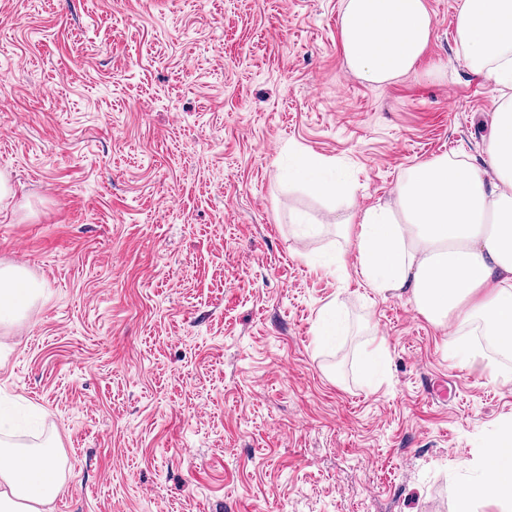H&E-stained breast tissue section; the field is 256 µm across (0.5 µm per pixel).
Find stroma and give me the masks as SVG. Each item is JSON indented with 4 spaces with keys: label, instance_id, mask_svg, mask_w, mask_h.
<instances>
[{
    "label": "stroma",
    "instance_id": "35a3bbf8",
    "mask_svg": "<svg viewBox=\"0 0 512 512\" xmlns=\"http://www.w3.org/2000/svg\"><path fill=\"white\" fill-rule=\"evenodd\" d=\"M458 2L425 0V52L375 85L344 0H0V267L42 290L0 327V412L53 443L52 512H512L460 496L512 428V357H451L340 226L485 160L512 87L470 67ZM300 153L353 195L292 177Z\"/></svg>",
    "mask_w": 512,
    "mask_h": 512
}]
</instances>
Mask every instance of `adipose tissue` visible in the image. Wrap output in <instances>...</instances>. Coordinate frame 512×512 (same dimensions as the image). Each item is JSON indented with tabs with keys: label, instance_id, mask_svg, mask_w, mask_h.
<instances>
[{
	"label": "adipose tissue",
	"instance_id": "obj_1",
	"mask_svg": "<svg viewBox=\"0 0 512 512\" xmlns=\"http://www.w3.org/2000/svg\"><path fill=\"white\" fill-rule=\"evenodd\" d=\"M424 0H345L344 58L368 82L384 84L413 69L431 37ZM465 57L512 84V0H461L455 19ZM485 167L439 158L413 168L396 188L397 210L373 207L360 223L343 221L361 272L378 293L411 294L417 309L488 320L512 349V102L496 114ZM40 294L17 267H0V326L20 322ZM13 424L0 414V512H47L64 471L56 454L8 444ZM462 499L512 493V445L491 440Z\"/></svg>",
	"mask_w": 512,
	"mask_h": 512
}]
</instances>
